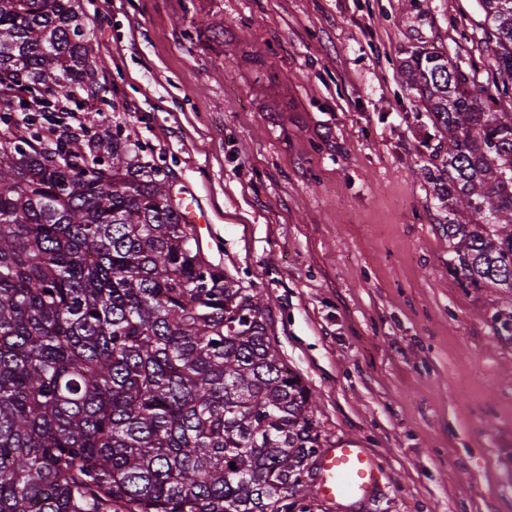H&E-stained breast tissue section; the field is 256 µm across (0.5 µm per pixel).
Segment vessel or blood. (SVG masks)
I'll return each instance as SVG.
<instances>
[{
	"mask_svg": "<svg viewBox=\"0 0 512 512\" xmlns=\"http://www.w3.org/2000/svg\"><path fill=\"white\" fill-rule=\"evenodd\" d=\"M318 496L327 502L366 504L376 495L379 469L372 453L347 441L325 449L321 459Z\"/></svg>",
	"mask_w": 512,
	"mask_h": 512,
	"instance_id": "b4317fda",
	"label": "vessel or blood"
}]
</instances>
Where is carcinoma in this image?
<instances>
[{
  "label": "carcinoma",
  "mask_w": 512,
  "mask_h": 512,
  "mask_svg": "<svg viewBox=\"0 0 512 512\" xmlns=\"http://www.w3.org/2000/svg\"><path fill=\"white\" fill-rule=\"evenodd\" d=\"M481 6L498 79L426 49L401 71L448 269L512 289V0ZM91 40L82 0H0V512H320L313 394L260 293L132 133L66 131L102 102Z\"/></svg>",
  "instance_id": "obj_1"
}]
</instances>
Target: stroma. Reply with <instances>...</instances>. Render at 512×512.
Returning a JSON list of instances; mask_svg holds the SVG:
<instances>
[{
	"instance_id": "obj_1",
	"label": "stroma",
	"mask_w": 512,
	"mask_h": 512,
	"mask_svg": "<svg viewBox=\"0 0 512 512\" xmlns=\"http://www.w3.org/2000/svg\"><path fill=\"white\" fill-rule=\"evenodd\" d=\"M104 127L176 176L207 258L257 289L323 447L380 469L364 512H512V291L448 269L400 66L494 75L479 0H88Z\"/></svg>"
}]
</instances>
